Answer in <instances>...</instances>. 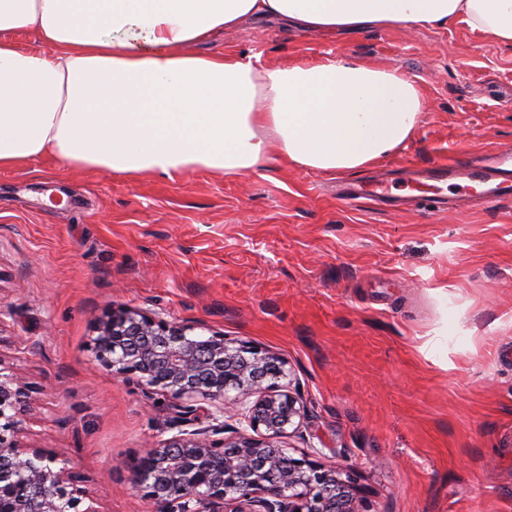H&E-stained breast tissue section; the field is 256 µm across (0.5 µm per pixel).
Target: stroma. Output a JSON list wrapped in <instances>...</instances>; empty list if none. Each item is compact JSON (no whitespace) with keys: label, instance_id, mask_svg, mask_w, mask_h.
<instances>
[{"label":"stroma","instance_id":"obj_1","mask_svg":"<svg viewBox=\"0 0 512 512\" xmlns=\"http://www.w3.org/2000/svg\"><path fill=\"white\" fill-rule=\"evenodd\" d=\"M205 49L330 52L415 81L421 125L353 183L512 146V44L463 24L335 36L247 19ZM336 183L274 160L172 180L1 169L0 365L35 392L24 444L68 458L99 512H150L128 465L177 410L90 347L127 305L280 354L307 409L292 455L350 467L371 512H512V199L471 187L442 211L452 189L429 182L409 207L344 206Z\"/></svg>","mask_w":512,"mask_h":512}]
</instances>
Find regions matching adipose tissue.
<instances>
[{"mask_svg":"<svg viewBox=\"0 0 512 512\" xmlns=\"http://www.w3.org/2000/svg\"><path fill=\"white\" fill-rule=\"evenodd\" d=\"M265 17L329 33L463 23L512 43V0H0V169L50 156L129 175L236 176L276 156L336 175L414 135L423 96L398 71L333 54L277 66L187 50Z\"/></svg>","mask_w":512,"mask_h":512,"instance_id":"ef3b65f1","label":"adipose tissue"}]
</instances>
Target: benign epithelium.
Here are the masks:
<instances>
[{"instance_id":"7a95c632","label":"benign epithelium","mask_w":512,"mask_h":512,"mask_svg":"<svg viewBox=\"0 0 512 512\" xmlns=\"http://www.w3.org/2000/svg\"><path fill=\"white\" fill-rule=\"evenodd\" d=\"M156 312L112 307L97 321L92 350L114 376H130L181 409L178 432L132 464V487L158 512H370L349 468L290 456L281 440L305 420L277 353ZM32 390L0 365V512L79 509L74 475L59 455L20 440ZM205 409L210 424L197 412ZM244 428L224 436V417Z\"/></svg>"}]
</instances>
